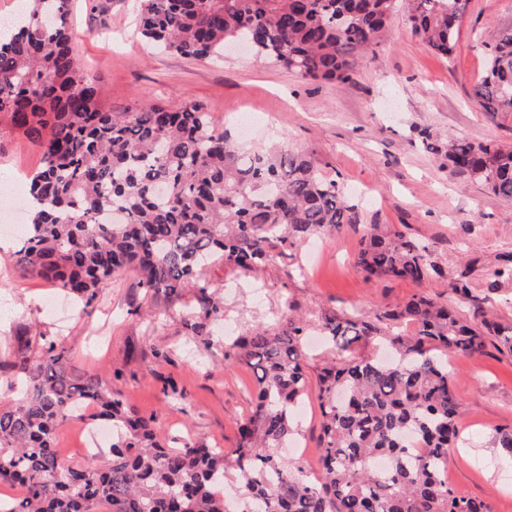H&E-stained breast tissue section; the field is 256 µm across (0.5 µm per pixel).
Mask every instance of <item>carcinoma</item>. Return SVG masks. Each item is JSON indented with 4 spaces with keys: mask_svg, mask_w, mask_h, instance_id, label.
Segmentation results:
<instances>
[{
    "mask_svg": "<svg viewBox=\"0 0 512 512\" xmlns=\"http://www.w3.org/2000/svg\"><path fill=\"white\" fill-rule=\"evenodd\" d=\"M28 2L22 25L0 32V124L42 150L16 254L25 273L81 295L88 309L102 284L133 268L146 293L172 303L191 294L205 316L218 318L224 306L206 267L247 274L315 236L360 224L358 205L310 155L246 151L215 132L199 104L108 112L67 33L70 0ZM402 3L422 42L440 55L455 51L467 0H140L139 23L145 39L185 58L219 55L239 40L305 80L343 83L380 45ZM483 51L476 103L512 112V30L483 42ZM423 141L450 174L512 201V146ZM354 264L368 279L421 284L441 275L427 246L378 224L364 226ZM451 289L478 300L467 272ZM315 329L331 347L316 382L319 480L275 452L295 437L309 386L303 321L252 331L224 353L251 367L258 387L232 466L224 449L202 441L166 447L153 417L102 377L74 374L68 352L46 339L39 358L21 348L11 364L6 389L18 385L22 397L0 408V482L24 494L0 500V512H93L103 503L109 512H228L230 469L246 489L236 512H490L485 500L448 485L460 404L444 355L480 354L489 341L512 354V324L484 317L479 306L463 319L419 293L370 319L321 317ZM88 407L92 420L112 425L111 464L61 465L59 427L85 421Z\"/></svg>",
    "mask_w": 512,
    "mask_h": 512,
    "instance_id": "obj_1",
    "label": "carcinoma"
}]
</instances>
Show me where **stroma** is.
I'll return each mask as SVG.
<instances>
[{"label":"stroma","instance_id":"35a3bbf8","mask_svg":"<svg viewBox=\"0 0 512 512\" xmlns=\"http://www.w3.org/2000/svg\"><path fill=\"white\" fill-rule=\"evenodd\" d=\"M71 0L73 44L107 110L118 114L144 103L178 108L197 102L217 131L244 147L277 145L303 151L323 174L342 182L365 224H385L428 245L440 277L417 285L400 279H366L353 265L359 235L350 230L317 238L252 274L216 264L205 276L223 300V319H204L196 298L171 303L146 296L138 274L127 269L99 289L92 312L82 299L25 274L12 246L0 247V375L9 376L19 336L44 334L65 348L74 368L117 385L143 415L154 416L169 446L197 440L231 450L250 416L256 390L250 370L228 363L233 337L254 329L277 330L284 310L310 322L324 314H371L418 293L458 303L450 284L469 272L486 318L512 324V277L491 281L488 272L512 255V203L480 184L452 176L443 156L421 141L453 136L512 145V112H485L472 100L485 74L482 42L512 29V0H468L458 45L448 57L413 35L404 13L392 15L385 40L364 60L352 81H306L253 51L185 58L148 45L136 26L137 0ZM40 147L25 136L0 133V214L27 224L14 195L3 192L18 173L41 164ZM206 320L208 343L190 336L186 321ZM461 403L458 447L448 453V482L487 499L492 512H512V466L495 440L512 430V355L485 352L454 356L448 366ZM178 389L163 394L165 384ZM295 439L302 457L295 469L317 468L319 408L308 395Z\"/></svg>","mask_w":512,"mask_h":512}]
</instances>
